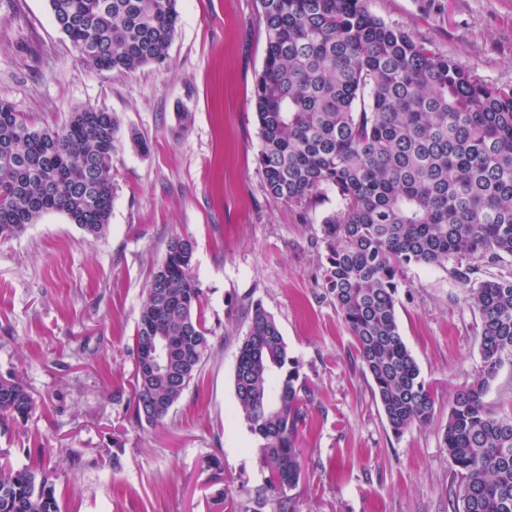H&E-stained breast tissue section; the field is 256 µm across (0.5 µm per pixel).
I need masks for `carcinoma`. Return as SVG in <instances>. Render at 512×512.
Instances as JSON below:
<instances>
[{"mask_svg":"<svg viewBox=\"0 0 512 512\" xmlns=\"http://www.w3.org/2000/svg\"><path fill=\"white\" fill-rule=\"evenodd\" d=\"M177 0H49L55 26L99 72L122 76L163 67L178 22ZM367 0H258L266 33L253 98L260 173L269 196L308 210L327 190L322 287L355 340L386 423L399 437L428 425L430 384L400 332L397 306L410 265L456 264L465 301L480 322L482 373L448 411L444 448L458 488L454 512H512V416L485 396L512 360V277L471 282L469 261L512 258V86L481 83L456 61L386 24ZM119 117L79 108L60 125L35 128L0 99V239L62 212L97 239L112 213V159ZM194 243L174 237L153 272L134 348L138 426L156 425L199 376L209 330L192 274ZM247 330L234 370L238 414L262 440L268 472L259 512H295L287 491L301 473L307 424L301 364L275 318L245 308ZM155 336L174 343L173 376L145 370ZM36 402L16 378L0 379V425L26 419ZM0 512H60L43 471L0 465Z\"/></svg>","mask_w":512,"mask_h":512,"instance_id":"obj_1","label":"carcinoma"}]
</instances>
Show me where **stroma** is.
Instances as JSON below:
<instances>
[{
    "mask_svg": "<svg viewBox=\"0 0 512 512\" xmlns=\"http://www.w3.org/2000/svg\"><path fill=\"white\" fill-rule=\"evenodd\" d=\"M480 82L512 85V0H368ZM165 67L93 69L53 24L49 0H0V99L34 126L75 109L116 113L106 233L93 240L51 213L0 240V377L37 407L0 426L14 468L52 472L61 512H229L265 473L237 412L234 369L245 302L261 303L299 359L310 393L296 512H451L458 478L443 446L455 393L481 370L479 316L454 265L405 269L401 334L430 383L433 421L394 436L322 286L327 194L303 214L265 191L253 89L266 36L256 0H178ZM195 243L210 350L162 424L135 426L134 332L171 237ZM222 474L228 503L212 498Z\"/></svg>",
    "mask_w": 512,
    "mask_h": 512,
    "instance_id": "stroma-1",
    "label": "stroma"
}]
</instances>
